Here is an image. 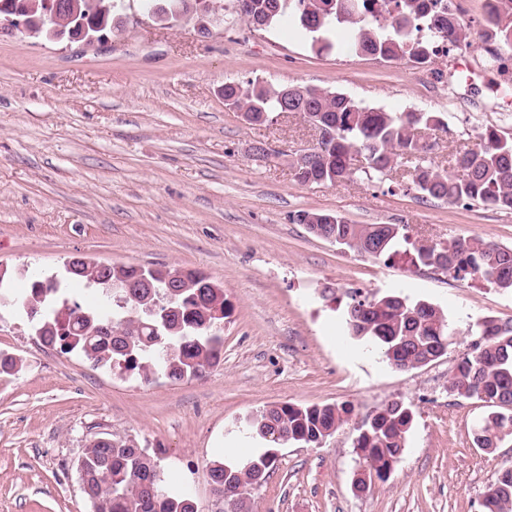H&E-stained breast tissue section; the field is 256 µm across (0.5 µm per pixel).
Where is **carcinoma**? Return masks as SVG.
Segmentation results:
<instances>
[{
	"label": "carcinoma",
	"mask_w": 512,
	"mask_h": 512,
	"mask_svg": "<svg viewBox=\"0 0 512 512\" xmlns=\"http://www.w3.org/2000/svg\"><path fill=\"white\" fill-rule=\"evenodd\" d=\"M236 0L233 18L266 29L288 21L293 32L321 50L340 48L336 31L347 35L352 48L386 61L406 59L425 63L430 42L417 37L425 30L456 47L468 38L467 25L425 0ZM480 38L487 49L486 66L497 68L502 51L512 50V0H486ZM283 87L260 81L243 86L224 84V105L262 124L283 110ZM288 103L301 109L304 120L318 122L317 143L293 156L290 166L301 184H336L365 175L386 176L398 159H417L411 183L422 199L455 204L478 202L512 211V139L493 131L481 134V144L453 155L448 170L439 171L424 156L416 130L449 132L448 118L433 112H387L343 94L297 87ZM296 221L318 238L374 259L389 258L407 241L398 224H352L344 217L301 211ZM417 264L455 278L479 279L512 293V248L480 237L459 238L445 246H414ZM134 272V267L99 268L79 259L64 277L32 278L27 293L14 300L24 310L37 308L39 340L68 352L79 350L94 366H117L147 379L162 373L172 381L201 377L221 358L224 329L207 323L214 311L227 318L230 306L224 287L202 285L191 269L145 271L146 281L123 295L109 298L103 312L73 300L79 287L105 294L109 283ZM343 318L348 332L377 347L392 369L410 371L443 357L450 345L448 315L426 301H411L398 293H346ZM481 341L455 366L448 389L459 397L484 401L488 414L474 433L479 448L512 441V324L485 319L477 325ZM349 415L334 403L297 406L274 404L251 419V436L264 444L246 457L216 460L208 467L213 491L224 512H249L247 496L267 481L276 448L292 443L317 446L333 435ZM414 414L401 401L387 402L361 428L356 439L359 465L384 481L400 462L413 427ZM112 444H89L77 464L84 494L93 512H197L188 489L167 483L158 458L131 439L111 437ZM484 512H512V469L490 484L482 500Z\"/></svg>",
	"instance_id": "1"
}]
</instances>
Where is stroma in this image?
<instances>
[{"mask_svg": "<svg viewBox=\"0 0 512 512\" xmlns=\"http://www.w3.org/2000/svg\"><path fill=\"white\" fill-rule=\"evenodd\" d=\"M478 35L431 63L320 52L275 25L166 22L123 0L108 43L0 35V264L23 292L32 272L66 260L203 272L224 287L219 362L203 377L143 380L43 346L16 306L0 308V512H92L77 464L95 438L138 442L164 478L187 487L198 512L221 504L207 470L226 449L246 453L235 428L271 404L336 403L351 414L316 447L286 444L252 512H480L483 492L512 467V442L488 453L473 430L487 409L453 395L448 376L471 350L469 325L512 323V293L414 264L421 240L481 237L512 248V211L422 200L405 192L407 163L384 177L298 183L289 160L318 133L296 114L252 125L224 105V85L259 80L316 87L388 112L447 115L423 130L427 160L447 168L492 130L512 139V60L485 65ZM464 70L449 88V73ZM272 151L255 158L253 144ZM301 210L354 224H401L408 244L382 261L315 237ZM395 291L442 307L452 324L444 357L408 372L363 353L341 326L346 292ZM390 401L414 413L401 462L356 493L354 448L367 416Z\"/></svg>", "mask_w": 512, "mask_h": 512, "instance_id": "1", "label": "stroma"}]
</instances>
